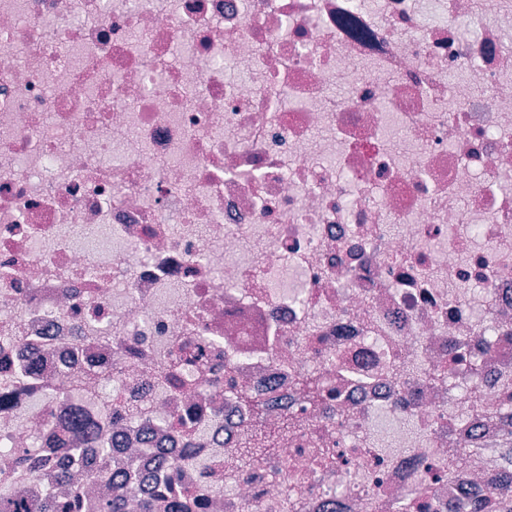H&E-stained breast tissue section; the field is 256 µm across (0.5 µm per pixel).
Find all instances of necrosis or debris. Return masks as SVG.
Instances as JSON below:
<instances>
[{
  "instance_id": "1",
  "label": "necrosis or debris",
  "mask_w": 512,
  "mask_h": 512,
  "mask_svg": "<svg viewBox=\"0 0 512 512\" xmlns=\"http://www.w3.org/2000/svg\"><path fill=\"white\" fill-rule=\"evenodd\" d=\"M4 394L11 499L505 512L512 0H0ZM250 437V438H249ZM252 433L246 434L247 448H250L248 454L242 459L241 466L248 467L256 463H263L269 468H274L277 463V451L279 448H275V442L272 446H255L251 443ZM254 445V446H252Z\"/></svg>"
}]
</instances>
